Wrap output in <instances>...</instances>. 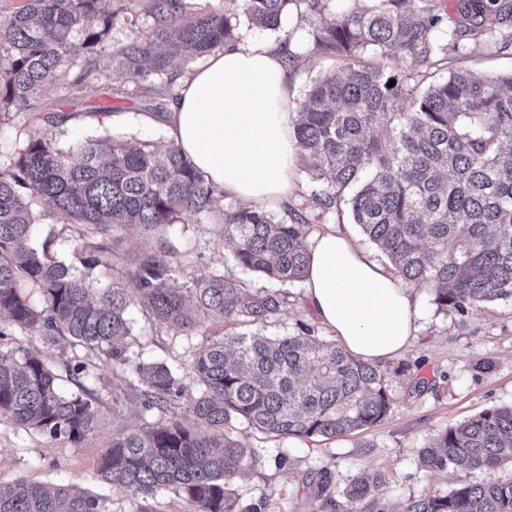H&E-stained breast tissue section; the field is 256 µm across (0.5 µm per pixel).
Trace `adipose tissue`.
Wrapping results in <instances>:
<instances>
[{"instance_id": "obj_1", "label": "adipose tissue", "mask_w": 512, "mask_h": 512, "mask_svg": "<svg viewBox=\"0 0 512 512\" xmlns=\"http://www.w3.org/2000/svg\"><path fill=\"white\" fill-rule=\"evenodd\" d=\"M288 103L285 52L227 47L182 80L165 126L225 193L251 203L286 201L299 163ZM310 251L306 293L321 323L364 360L402 354L417 329L411 293L339 230L318 234Z\"/></svg>"}]
</instances>
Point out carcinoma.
Instances as JSON below:
<instances>
[{"label": "carcinoma", "instance_id": "1", "mask_svg": "<svg viewBox=\"0 0 512 512\" xmlns=\"http://www.w3.org/2000/svg\"><path fill=\"white\" fill-rule=\"evenodd\" d=\"M22 2L0 19V123L33 108L41 89L68 73L75 39L94 48L112 28L100 0ZM241 2L251 26L276 33L290 6L311 18L328 0ZM151 12L150 38L112 51V65L132 77L168 75L239 42L232 14L193 15L185 0H153ZM444 27L435 0H348L332 20L313 24L311 51L341 66L312 83L291 118L309 178L279 218L261 204L221 206L223 193L172 144L158 151L103 137L62 150L51 138L28 141L0 162V339L27 330L61 336L104 355L116 373L127 364L136 304L186 333L207 319L266 324L283 306L280 291L243 297L217 269L180 283L170 248L130 261L134 296L94 277L114 263L111 231L170 226L219 208L234 264L281 285L306 277L311 221L333 216L342 224L347 216L400 281L430 289L442 310L465 315L512 297V74L454 71L429 81L447 64L435 37ZM450 37L458 52L480 41L497 53L512 51V0H458ZM368 53L407 68L396 72ZM36 198L78 233L101 238L85 246L80 266L58 259L49 241L39 250L28 246ZM95 368L88 357L65 365L78 388L67 393L53 360L0 350V417L81 441L101 407L88 386ZM191 369L198 391L181 408L175 399L184 386L167 365L136 368L142 412L158 420L112 436L97 462L102 481L144 502L172 490L191 512H258L231 489L255 459V449L230 437L233 423L274 438H338L369 430L391 409L386 375L304 322L287 336L240 332L206 342ZM418 461L433 471H484L489 479L412 498L403 512H512V475L495 476L512 470V405L446 428ZM382 484L380 476L357 473L338 500L325 474L315 499L326 512H386ZM0 512L112 510L106 497L77 484L49 488L19 478L0 485Z\"/></svg>", "mask_w": 512, "mask_h": 512}]
</instances>
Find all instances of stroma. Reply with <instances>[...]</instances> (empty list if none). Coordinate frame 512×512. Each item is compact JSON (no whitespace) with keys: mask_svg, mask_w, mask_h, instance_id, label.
Segmentation results:
<instances>
[{"mask_svg":"<svg viewBox=\"0 0 512 512\" xmlns=\"http://www.w3.org/2000/svg\"><path fill=\"white\" fill-rule=\"evenodd\" d=\"M150 3L151 0H136L129 10L124 0H101L102 12L112 17L109 35L93 49L75 44V64L64 81L42 90L33 109L11 113L0 123L1 159L25 142L45 137L54 138L61 149L107 136L132 143L148 141L160 148L169 145L166 127L145 124L142 117L166 112L178 91L179 72L162 79H139L112 67L113 48L149 37L153 27ZM308 29V22L293 11L279 33L263 32L245 22L239 28L243 44H285L295 53L296 60L288 68L290 102L294 105L312 80L338 66L336 59L311 52ZM447 68L504 75L512 72V54H497L484 43H472L466 53L449 52ZM33 213L37 232L32 246L38 248L44 241H52L59 257L75 261L82 241L73 229L44 203H35ZM114 236L118 240V258L112 268L97 273L104 284L126 280L130 259L163 238L173 245L180 279L219 269L226 276L243 281L249 291L267 286L263 277L242 271L228 258L224 225L212 216H190L173 226L150 231L130 225L116 230ZM281 292L284 307L260 326L261 334H291L303 321L313 325L320 338L332 339V332L320 325L310 308L304 283L282 286ZM410 293L418 312L417 331L406 352L378 364L388 380L392 402L389 416L366 432L332 439L270 438L245 423H236L232 438L254 448L257 455L233 484L242 503L262 504V512H316L308 485L323 470L330 473L331 489L337 494L342 493L348 476L363 471L381 475L388 512H402L409 499L425 493L445 494L458 484L485 480V473L478 470H424L417 455L437 432L487 408L512 404V298L480 305L462 316L438 310L428 288L414 286ZM130 318L127 378L137 380L138 365L164 363L183 379L187 393H194L189 374L192 359L206 339L223 336V326L210 323L203 332L186 335L159 323L137 306L132 307ZM5 347L18 356L27 352L47 356L60 369L87 355L86 349L67 339L60 337L52 342L29 331L8 337ZM118 382L110 364H99L92 382L103 401L98 425L78 443L25 431L7 418H0V484L20 477L46 484L73 481L106 496L112 512H186V502L174 492H162L141 504L97 477V460L113 434L123 428H142L147 421L136 395H129L120 408H113L112 387Z\"/></svg>","mask_w":512,"mask_h":512,"instance_id":"1","label":"stroma"}]
</instances>
